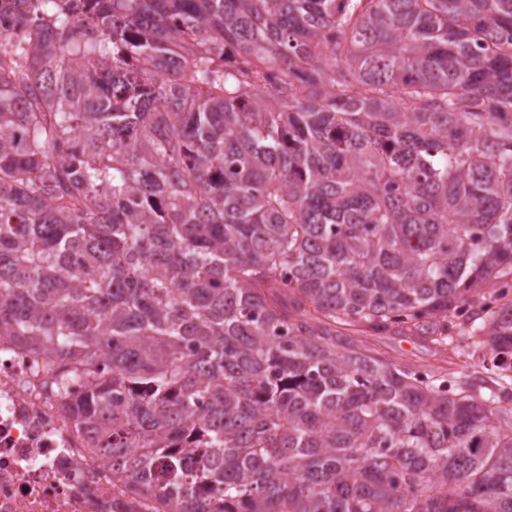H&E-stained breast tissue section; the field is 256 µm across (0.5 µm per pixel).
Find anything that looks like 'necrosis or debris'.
<instances>
[{
  "label": "necrosis or debris",
  "instance_id": "obj_1",
  "mask_svg": "<svg viewBox=\"0 0 512 512\" xmlns=\"http://www.w3.org/2000/svg\"><path fill=\"white\" fill-rule=\"evenodd\" d=\"M52 359L0 338V512H157L68 419L51 383Z\"/></svg>",
  "mask_w": 512,
  "mask_h": 512
}]
</instances>
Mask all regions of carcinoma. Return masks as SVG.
Instances as JSON below:
<instances>
[{
  "label": "carcinoma",
  "mask_w": 512,
  "mask_h": 512,
  "mask_svg": "<svg viewBox=\"0 0 512 512\" xmlns=\"http://www.w3.org/2000/svg\"><path fill=\"white\" fill-rule=\"evenodd\" d=\"M0 336L177 512H512V0H17ZM363 344L371 353L388 357L394 362L401 365L414 363L416 365H424L434 370L441 371L442 374L448 373V379L456 380L457 371L462 370L464 374L483 378L485 383L482 385H492L490 379L493 375L483 368V359L486 348L476 349L472 345V339L469 340L471 354L470 357L461 356L458 358L451 351L437 349L436 346L428 341L417 338L416 336H406L397 333L375 334L373 332L365 333L359 336ZM451 362V363H450Z\"/></svg>",
  "instance_id": "1"
}]
</instances>
